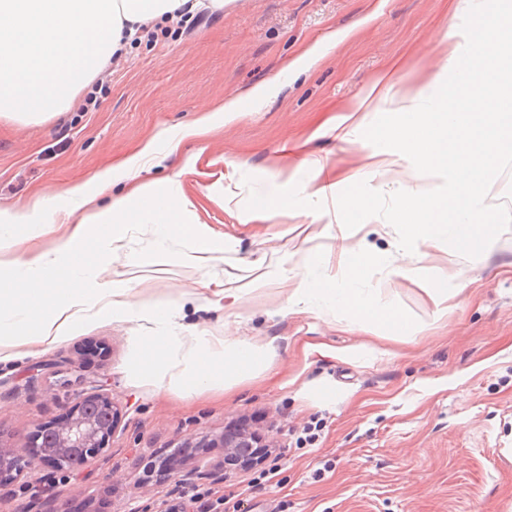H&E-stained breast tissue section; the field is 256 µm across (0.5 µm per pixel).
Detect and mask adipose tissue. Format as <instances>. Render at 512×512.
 Wrapping results in <instances>:
<instances>
[{
	"label": "adipose tissue",
	"mask_w": 512,
	"mask_h": 512,
	"mask_svg": "<svg viewBox=\"0 0 512 512\" xmlns=\"http://www.w3.org/2000/svg\"><path fill=\"white\" fill-rule=\"evenodd\" d=\"M223 6L224 0H0V117L23 126L42 124L68 111L141 28ZM237 109L234 99L203 102L195 126L149 138L117 169L134 172L158 164L183 139L223 125L225 113ZM188 206L187 197L154 183L139 184L102 206L85 183L76 182L44 193L24 215L0 211V249L34 236L47 208H57L63 227L56 248L25 250L9 272L0 271V330L13 339L12 345L0 344V363L37 354L91 321L108 319L137 321L145 330L134 341L131 375L182 397L221 392L263 374L276 354L273 345L185 335L174 308L146 306L126 281L97 279V271L121 250L127 227L145 214L156 218L160 240L176 234L193 242L190 261L205 265L224 242L206 225L186 221ZM372 263L371 253L361 251L340 274L311 286L293 284L290 307L335 305L359 327L399 322L397 311L375 307L361 289Z\"/></svg>",
	"instance_id": "adipose-tissue-1"
}]
</instances>
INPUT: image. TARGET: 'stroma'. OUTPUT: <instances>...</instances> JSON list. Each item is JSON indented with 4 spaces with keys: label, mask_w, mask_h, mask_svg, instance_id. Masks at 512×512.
<instances>
[{
    "label": "stroma",
    "mask_w": 512,
    "mask_h": 512,
    "mask_svg": "<svg viewBox=\"0 0 512 512\" xmlns=\"http://www.w3.org/2000/svg\"><path fill=\"white\" fill-rule=\"evenodd\" d=\"M451 4L235 0L224 12L168 23V37H137L90 84L95 110L84 111L80 95L39 126L0 121V208L22 210L43 189L90 180L154 134L193 124L202 99L250 101L139 175L183 192L193 220L223 235V251L207 266L187 265L189 242L159 245L144 220L105 275L128 281L145 304L176 308L193 335L258 347L272 340L278 358L258 378L193 402L128 378L131 339L142 333L135 322L95 321L35 356L0 363V439L18 451L90 387L103 386L121 412L106 455L68 479L34 464L30 479L56 512H161L183 487L149 477L146 464L185 437L220 435L242 417L273 443L270 459L201 483L238 512H512V229L474 259L450 248L435 253L434 264L457 273L443 315L418 279L391 273L393 226L372 217L346 230L335 194L306 198L310 168L288 167L289 157L310 154L336 172L364 175L375 146L341 141L323 122L393 64L399 83L367 121L431 96ZM316 44L329 47L322 59L306 72L287 71ZM259 85L265 96H253ZM113 182L126 185L125 173L115 168ZM368 183L390 194L431 190L440 180L402 156L393 175ZM271 197L285 209L258 219ZM304 211L317 221L302 223ZM362 246L379 258L367 286L399 313L400 327H355L335 306L289 308L291 283L339 272L340 248ZM251 266L266 274L267 287L213 309L212 288L231 287ZM313 420L322 423L319 440L297 447Z\"/></svg>",
    "instance_id": "stroma-1"
}]
</instances>
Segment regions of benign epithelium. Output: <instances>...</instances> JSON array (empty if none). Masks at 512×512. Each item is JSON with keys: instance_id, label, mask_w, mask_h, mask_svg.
I'll return each mask as SVG.
<instances>
[{"instance_id": "7a95c632", "label": "benign epithelium", "mask_w": 512, "mask_h": 512, "mask_svg": "<svg viewBox=\"0 0 512 512\" xmlns=\"http://www.w3.org/2000/svg\"><path fill=\"white\" fill-rule=\"evenodd\" d=\"M120 419L119 409L100 388L82 392L58 422L38 429L31 437L30 453L20 455L0 440V486L27 476L37 459L60 477L77 464L94 462L107 451ZM187 448H222L224 457L211 460L194 453L161 461L160 476L189 483L221 479L227 473L247 470L264 463L274 444L253 430L247 421L236 420L216 438L202 435L185 443Z\"/></svg>"}]
</instances>
